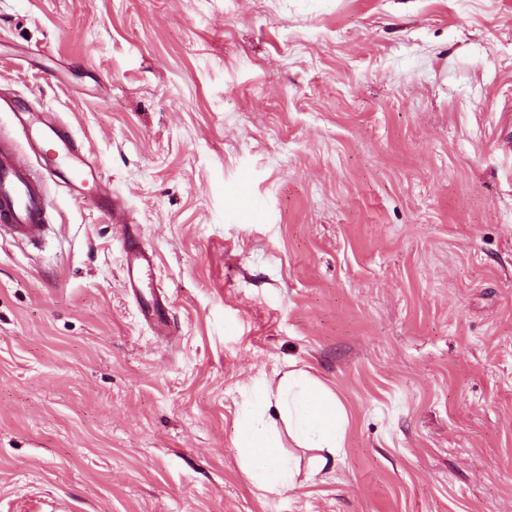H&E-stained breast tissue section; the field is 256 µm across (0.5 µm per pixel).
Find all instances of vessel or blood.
<instances>
[{"instance_id": "b4317fda", "label": "vessel or blood", "mask_w": 512, "mask_h": 512, "mask_svg": "<svg viewBox=\"0 0 512 512\" xmlns=\"http://www.w3.org/2000/svg\"><path fill=\"white\" fill-rule=\"evenodd\" d=\"M17 127L32 145L36 163L21 156L14 141L0 136V232L26 243L40 242L49 222L47 182L78 193L88 180L99 179L95 161L74 145L73 134L63 123L47 124L33 112H15ZM152 256L133 248L126 255V285L133 294L152 274ZM165 300L150 296L141 307L144 320L163 335L169 334Z\"/></svg>"}]
</instances>
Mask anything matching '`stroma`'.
I'll use <instances>...</instances> for the list:
<instances>
[{
  "label": "stroma",
  "mask_w": 512,
  "mask_h": 512,
  "mask_svg": "<svg viewBox=\"0 0 512 512\" xmlns=\"http://www.w3.org/2000/svg\"><path fill=\"white\" fill-rule=\"evenodd\" d=\"M0 93L97 161L176 329L48 185L0 237V512H512V0H0ZM293 367L344 446L267 493L238 422ZM153 264L152 256L140 248H132L126 255V285L135 295L141 307V314L144 320L154 326L161 335L170 333L169 322L164 315L166 301L159 298L156 292H152L150 298H144L141 285L150 280ZM145 303L141 305V303Z\"/></svg>",
  "instance_id": "obj_1"
}]
</instances>
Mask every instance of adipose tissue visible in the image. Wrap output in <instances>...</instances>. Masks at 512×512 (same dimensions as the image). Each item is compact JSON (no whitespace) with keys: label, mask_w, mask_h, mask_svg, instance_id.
<instances>
[{"label":"adipose tissue","mask_w":512,"mask_h":512,"mask_svg":"<svg viewBox=\"0 0 512 512\" xmlns=\"http://www.w3.org/2000/svg\"><path fill=\"white\" fill-rule=\"evenodd\" d=\"M269 407L276 409L278 421L266 419ZM345 432L346 414L335 394L306 371L286 372L277 385L260 387L239 424L242 467L257 489L274 493L295 488L298 462L285 452L283 437L315 450L314 461L322 470L335 465Z\"/></svg>","instance_id":"1"}]
</instances>
